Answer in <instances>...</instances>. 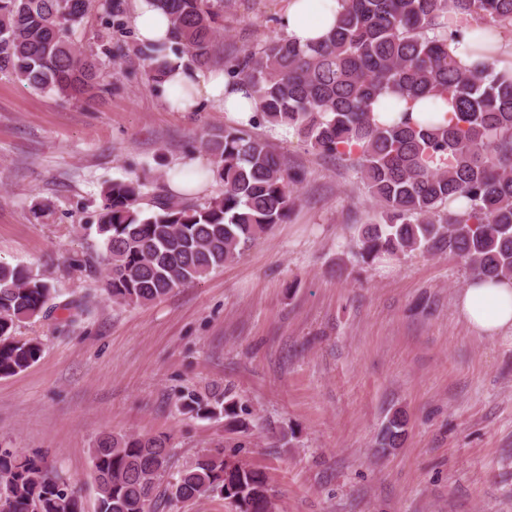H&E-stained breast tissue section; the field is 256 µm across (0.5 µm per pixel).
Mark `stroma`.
Here are the masks:
<instances>
[{"instance_id": "1", "label": "stroma", "mask_w": 512, "mask_h": 512, "mask_svg": "<svg viewBox=\"0 0 512 512\" xmlns=\"http://www.w3.org/2000/svg\"><path fill=\"white\" fill-rule=\"evenodd\" d=\"M284 0H237L211 70L277 37ZM134 27L112 35L108 90L83 102L0 75V263L88 298L67 325L17 335L43 345L0 378V449L39 454L77 481L95 512L89 450L104 433L164 435L173 470L222 450L262 470L277 512H512V344L477 337L456 298L471 274L442 250L362 264L361 225L377 208L340 160L294 133L254 127L303 173L288 219L204 281L146 305L104 290L92 231L101 186L133 174L171 189L232 114L172 112L145 73ZM91 257L93 267L75 264ZM243 403L247 433L183 413L186 393ZM400 447L375 452L395 411Z\"/></svg>"}]
</instances>
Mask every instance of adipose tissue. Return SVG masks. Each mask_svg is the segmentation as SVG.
<instances>
[{"label": "adipose tissue", "instance_id": "1", "mask_svg": "<svg viewBox=\"0 0 512 512\" xmlns=\"http://www.w3.org/2000/svg\"><path fill=\"white\" fill-rule=\"evenodd\" d=\"M341 10L342 0H286L280 27L288 39L311 45L328 34ZM133 24L142 44H160L169 37L168 17L147 0H136ZM448 50L466 67L474 65L482 55L495 56L498 72L512 74V42L502 38L483 42L478 32L468 30L460 39L449 42ZM169 65L164 86L165 104L170 111L197 112L212 105L243 120L255 111L257 101L251 88L229 86L223 72L186 68L174 55L170 56ZM458 307L477 334L490 339L506 338L512 333V279L471 280L459 298Z\"/></svg>", "mask_w": 512, "mask_h": 512}]
</instances>
